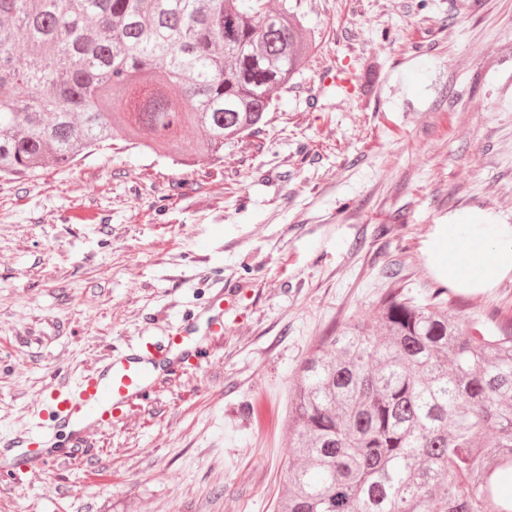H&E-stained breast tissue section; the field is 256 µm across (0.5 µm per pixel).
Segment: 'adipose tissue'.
Masks as SVG:
<instances>
[{
  "label": "adipose tissue",
  "instance_id": "obj_1",
  "mask_svg": "<svg viewBox=\"0 0 512 512\" xmlns=\"http://www.w3.org/2000/svg\"><path fill=\"white\" fill-rule=\"evenodd\" d=\"M429 260L456 287L494 288L512 275V225H445L435 236Z\"/></svg>",
  "mask_w": 512,
  "mask_h": 512
}]
</instances>
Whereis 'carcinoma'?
<instances>
[{
    "mask_svg": "<svg viewBox=\"0 0 512 512\" xmlns=\"http://www.w3.org/2000/svg\"><path fill=\"white\" fill-rule=\"evenodd\" d=\"M315 49L292 0H0V176L116 140L188 166L190 134L220 162ZM460 308L390 293L315 341L277 512H512V323Z\"/></svg>",
    "mask_w": 512,
    "mask_h": 512,
    "instance_id": "obj_1",
    "label": "carcinoma"
}]
</instances>
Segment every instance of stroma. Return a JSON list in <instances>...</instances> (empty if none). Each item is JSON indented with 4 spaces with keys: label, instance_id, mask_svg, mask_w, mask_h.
<instances>
[{
    "label": "stroma",
    "instance_id": "35a3bbf8",
    "mask_svg": "<svg viewBox=\"0 0 512 512\" xmlns=\"http://www.w3.org/2000/svg\"><path fill=\"white\" fill-rule=\"evenodd\" d=\"M298 10L315 54L223 162L119 142L0 178V438L37 429L53 383L180 322L206 327L224 297L218 342L83 453L0 476V512H274L311 345L392 289L447 286L427 253L440 225H512V0ZM340 72L349 91L329 85ZM457 295L467 316L512 318V278Z\"/></svg>",
    "mask_w": 512,
    "mask_h": 512
}]
</instances>
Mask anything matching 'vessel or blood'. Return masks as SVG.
Returning <instances> with one entry per match:
<instances>
[{
	"instance_id": "1",
	"label": "vessel or blood",
	"mask_w": 512,
	"mask_h": 512,
	"mask_svg": "<svg viewBox=\"0 0 512 512\" xmlns=\"http://www.w3.org/2000/svg\"><path fill=\"white\" fill-rule=\"evenodd\" d=\"M196 325L173 328L165 342L146 337L124 351L95 359L89 370L53 388L45 408L46 426L0 445L8 473L19 477L63 462L88 448L92 436L111 426L114 411L137 405L161 378L192 355Z\"/></svg>"
}]
</instances>
